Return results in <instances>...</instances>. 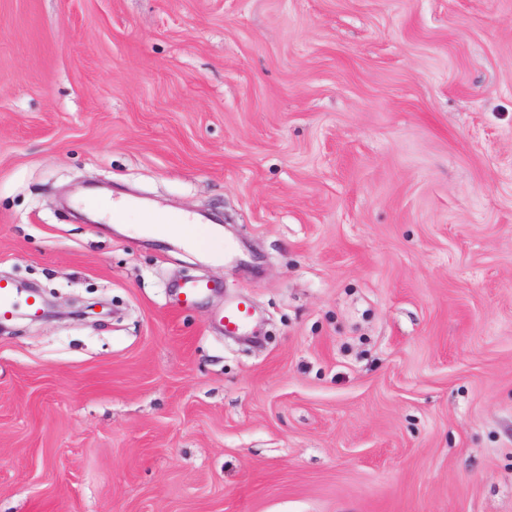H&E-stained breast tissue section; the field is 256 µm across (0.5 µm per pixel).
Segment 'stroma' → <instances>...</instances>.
<instances>
[{
    "mask_svg": "<svg viewBox=\"0 0 512 512\" xmlns=\"http://www.w3.org/2000/svg\"><path fill=\"white\" fill-rule=\"evenodd\" d=\"M3 278L0 512H512V0H0ZM167 217L143 216L141 224H151L146 227L147 231L154 237L166 239L171 236H180L186 246L193 250L202 246L198 242L201 230L194 224L188 223L187 215H165ZM211 288L210 284L203 280H191L178 285V297L182 305L195 304ZM249 318V307L245 302L240 301L225 309L224 317L220 322L228 333H237L247 325Z\"/></svg>",
    "mask_w": 512,
    "mask_h": 512,
    "instance_id": "1",
    "label": "stroma"
}]
</instances>
